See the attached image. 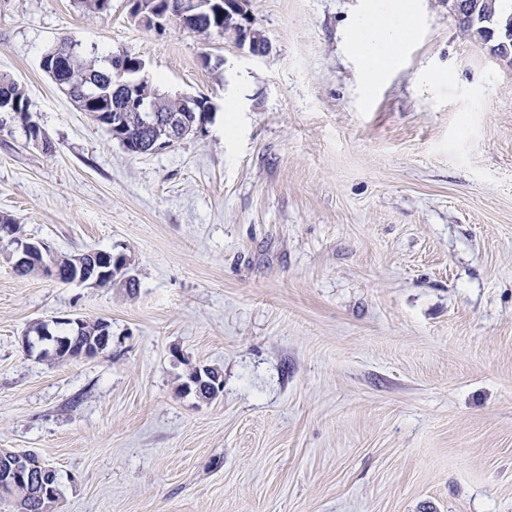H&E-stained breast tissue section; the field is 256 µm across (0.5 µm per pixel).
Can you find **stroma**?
I'll list each match as a JSON object with an SVG mask.
<instances>
[{"label":"stroma","mask_w":512,"mask_h":512,"mask_svg":"<svg viewBox=\"0 0 512 512\" xmlns=\"http://www.w3.org/2000/svg\"><path fill=\"white\" fill-rule=\"evenodd\" d=\"M371 0H250L271 50L157 32L129 0H0V73L53 153L0 126V214L138 286L17 276L0 244V450L58 474L49 512H512V64L414 0L372 87ZM74 37L130 53L202 130L134 156L42 71ZM111 324L61 363L34 323ZM221 370L211 402L188 366ZM18 99L20 104H24L28 109V98L25 88L13 77L8 74L0 73V102H8Z\"/></svg>","instance_id":"stroma-1"}]
</instances>
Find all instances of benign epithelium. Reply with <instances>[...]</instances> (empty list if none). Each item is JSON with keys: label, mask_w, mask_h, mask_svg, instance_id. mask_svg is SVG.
Here are the masks:
<instances>
[{"label": "benign epithelium", "mask_w": 512, "mask_h": 512, "mask_svg": "<svg viewBox=\"0 0 512 512\" xmlns=\"http://www.w3.org/2000/svg\"><path fill=\"white\" fill-rule=\"evenodd\" d=\"M448 12L461 21L465 27H474L475 17L479 12L480 0H441ZM175 13L182 24L189 28H205L209 33H215L236 47L248 50L253 55H263L268 52L270 44L264 31L256 25L249 10L247 0H177ZM170 13L142 14L138 24L147 28L162 31L167 26ZM112 87L118 91L120 108L132 107L138 112H147V128L162 129L168 146H173L186 136L203 128L204 122L189 123L178 115L160 117L151 113L148 102L136 93V84L131 78L132 63L126 54H120L112 59L110 69ZM14 120L20 121L28 132V143L41 150L51 145L48 133L36 122L29 120V112L18 110L17 105L6 110ZM0 239L13 246V267L23 271L30 266L38 268L39 272L54 280L61 279V265L48 247L42 242L24 240L19 236V226L16 224H1ZM81 273L72 279L74 283H90L102 286L104 281L120 282L128 285L134 281L130 275L126 259L114 256L106 251L91 250L79 257ZM191 384L187 392H193L204 400L210 401L218 396L215 388L217 379L209 367H194L189 374ZM49 468L26 458V468L0 472V492L9 491L21 481L42 482Z\"/></svg>", "instance_id": "benign-epithelium-1"}]
</instances>
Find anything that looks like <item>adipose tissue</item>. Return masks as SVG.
<instances>
[{"label": "adipose tissue", "instance_id": "ef3b65f1", "mask_svg": "<svg viewBox=\"0 0 512 512\" xmlns=\"http://www.w3.org/2000/svg\"><path fill=\"white\" fill-rule=\"evenodd\" d=\"M413 14L411 0H374L365 12L354 46L366 63L367 85H374L395 62Z\"/></svg>", "mask_w": 512, "mask_h": 512}]
</instances>
